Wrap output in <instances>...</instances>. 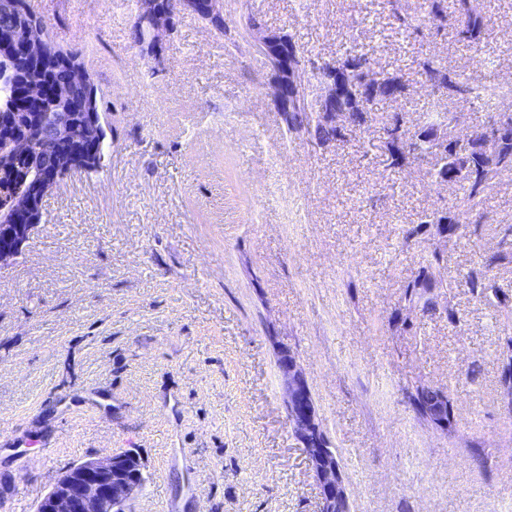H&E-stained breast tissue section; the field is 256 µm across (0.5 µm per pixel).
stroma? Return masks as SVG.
I'll return each mask as SVG.
<instances>
[{"label":"stroma","instance_id":"35a3bbf8","mask_svg":"<svg viewBox=\"0 0 512 512\" xmlns=\"http://www.w3.org/2000/svg\"><path fill=\"white\" fill-rule=\"evenodd\" d=\"M53 45L90 69L110 148L68 177L0 270V512H34L66 466L123 448L147 474L134 512H320L319 482L288 423L280 351L301 365L344 475L350 512H512V264L499 294L465 285L512 224V173L476 229L406 240L455 203L428 156L386 161L380 125L315 148L288 134L271 71L244 45L253 13L308 66L356 36L407 91L377 103L410 131L436 111L478 129L483 108L423 87L437 55L512 85V0H484L481 62L453 27H398L387 0H229L228 34L183 17L164 68L129 38L135 0H26ZM439 281L409 299L423 269ZM447 393L449 428L411 397Z\"/></svg>","mask_w":512,"mask_h":512}]
</instances>
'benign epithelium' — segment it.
<instances>
[{
	"label": "benign epithelium",
	"instance_id": "7a95c632",
	"mask_svg": "<svg viewBox=\"0 0 512 512\" xmlns=\"http://www.w3.org/2000/svg\"><path fill=\"white\" fill-rule=\"evenodd\" d=\"M223 0H178L175 9L160 4V0H137L135 23L144 30L140 43L141 51L148 56H157L163 37L173 33L179 17L184 15L201 19L214 30L224 32ZM249 37L262 54L272 72L270 94L277 108L291 112L305 106L306 64L294 63L297 48L288 37L276 31L248 26ZM0 57L10 62H25L31 69L44 70L55 61L51 45L42 37L41 26L31 23L25 27L23 37L8 53L0 44ZM69 76L54 82L50 88L35 82L17 83L12 71L0 68V95L18 101L22 98L37 101L49 96L54 108L35 113L34 128L20 126L16 114L0 125V162L8 159L17 162L32 154L37 139L66 140L76 135L71 144L70 156L75 161L87 157L102 159L103 131L107 125L105 113H85V125L78 131L73 129L74 113L70 103L77 88L88 84L85 70L80 65L66 63ZM343 70L331 67L322 71L319 79V112L333 123H338L344 113L336 110L333 102L339 92ZM460 115H455L451 126L435 130L433 155L442 157V146L448 142V134L455 133ZM499 132L487 134L480 143L488 157L489 167L500 168L496 144ZM28 178L26 195L13 204L8 218H0V269L12 265L22 254L26 243L39 227V221L30 218V210L42 209L44 197L58 186L64 177L58 174L55 163L46 162L26 172ZM279 369L286 383V406L288 422L295 436L301 441L308 461L319 481L321 512H350L340 466L336 465V453L319 442L321 423L305 376L296 358L280 353ZM427 418L437 424H448V396L439 392L426 407ZM146 483L144 465L138 455L127 450L98 459H89L70 465L57 478L53 486L38 502L35 512H134L133 501L142 493Z\"/></svg>",
	"mask_w": 512,
	"mask_h": 512
}]
</instances>
